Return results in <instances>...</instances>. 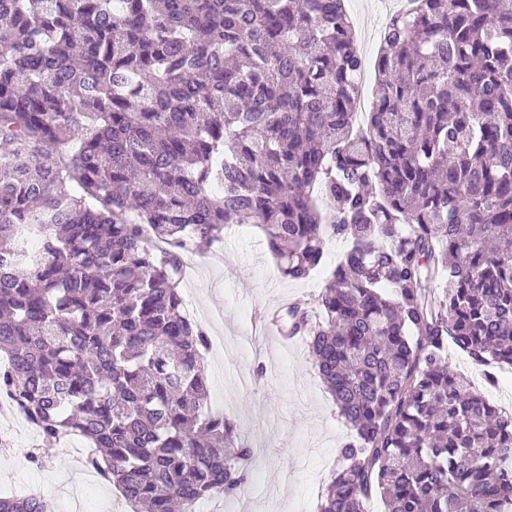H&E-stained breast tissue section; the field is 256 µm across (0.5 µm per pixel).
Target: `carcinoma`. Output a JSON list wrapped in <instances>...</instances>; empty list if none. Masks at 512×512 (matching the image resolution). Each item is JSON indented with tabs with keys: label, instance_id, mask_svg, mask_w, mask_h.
Instances as JSON below:
<instances>
[{
	"label": "carcinoma",
	"instance_id": "obj_1",
	"mask_svg": "<svg viewBox=\"0 0 512 512\" xmlns=\"http://www.w3.org/2000/svg\"><path fill=\"white\" fill-rule=\"evenodd\" d=\"M377 93L345 0H0V390L42 448H94L132 512L236 497L252 449L203 411L183 253L231 224L304 281L282 313L354 430L318 512H512V0H412ZM442 279L438 294L430 284ZM0 512H48L0 496ZM448 363L452 366V368L469 376V378L474 381L477 387L480 389L485 388L484 381L482 378H480L481 368L473 365L465 354L460 353L454 349H450L448 351Z\"/></svg>",
	"mask_w": 512,
	"mask_h": 512
}]
</instances>
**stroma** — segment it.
Segmentation results:
<instances>
[{
  "mask_svg": "<svg viewBox=\"0 0 512 512\" xmlns=\"http://www.w3.org/2000/svg\"><path fill=\"white\" fill-rule=\"evenodd\" d=\"M404 0H346L359 51L374 66L388 17ZM182 296L197 313L211 340L206 355V407L224 413L252 447L248 493L202 500L205 512H317L323 487L338 464V450L351 434L320 379L305 341L280 346L264 336L258 315L264 307L317 296L326 272L291 281L278 271L262 232L230 225L223 242L188 256ZM16 448L0 451V491L43 496L52 512H74L83 500L88 512H126L110 485L85 488L72 471L74 448L57 447L42 466L24 455L37 435L11 422Z\"/></svg>",
  "mask_w": 512,
  "mask_h": 512,
  "instance_id": "stroma-1",
  "label": "stroma"
}]
</instances>
